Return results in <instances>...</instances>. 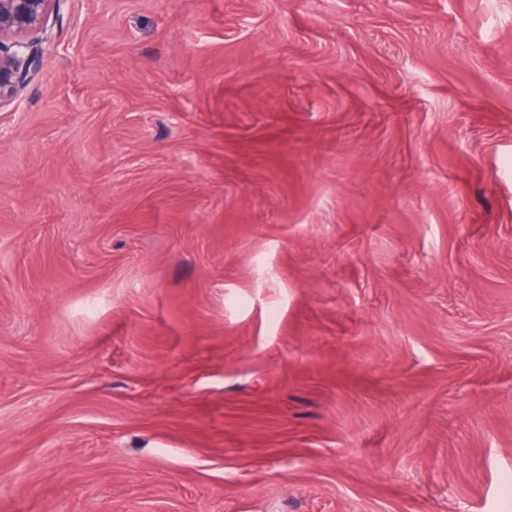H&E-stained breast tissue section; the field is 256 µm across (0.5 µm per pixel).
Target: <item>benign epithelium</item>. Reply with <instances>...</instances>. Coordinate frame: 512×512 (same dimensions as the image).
<instances>
[{"mask_svg":"<svg viewBox=\"0 0 512 512\" xmlns=\"http://www.w3.org/2000/svg\"><path fill=\"white\" fill-rule=\"evenodd\" d=\"M55 0H0V104L15 97L38 60L24 36L44 27Z\"/></svg>","mask_w":512,"mask_h":512,"instance_id":"obj_1","label":"benign epithelium"}]
</instances>
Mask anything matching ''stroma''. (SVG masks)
Wrapping results in <instances>:
<instances>
[{"instance_id": "35a3bbf8", "label": "stroma", "mask_w": 512, "mask_h": 512, "mask_svg": "<svg viewBox=\"0 0 512 512\" xmlns=\"http://www.w3.org/2000/svg\"><path fill=\"white\" fill-rule=\"evenodd\" d=\"M39 40L0 512H512V0H55Z\"/></svg>"}]
</instances>
